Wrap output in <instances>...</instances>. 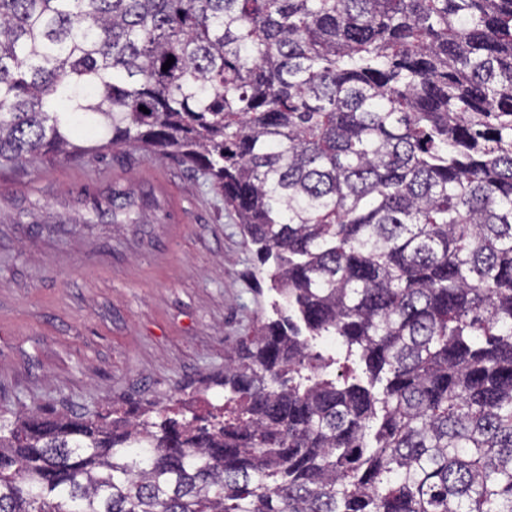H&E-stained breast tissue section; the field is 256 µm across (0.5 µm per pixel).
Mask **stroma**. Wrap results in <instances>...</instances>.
<instances>
[{"mask_svg": "<svg viewBox=\"0 0 512 512\" xmlns=\"http://www.w3.org/2000/svg\"><path fill=\"white\" fill-rule=\"evenodd\" d=\"M75 139L103 150L0 167V414L208 418L277 294L208 175Z\"/></svg>", "mask_w": 512, "mask_h": 512, "instance_id": "obj_1", "label": "stroma"}]
</instances>
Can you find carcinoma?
Segmentation results:
<instances>
[{
	"label": "carcinoma",
	"mask_w": 512,
	"mask_h": 512,
	"mask_svg": "<svg viewBox=\"0 0 512 512\" xmlns=\"http://www.w3.org/2000/svg\"><path fill=\"white\" fill-rule=\"evenodd\" d=\"M84 122L207 172L365 379L283 317L228 419L0 414V512H512V0H0V166Z\"/></svg>",
	"instance_id": "obj_1"
}]
</instances>
